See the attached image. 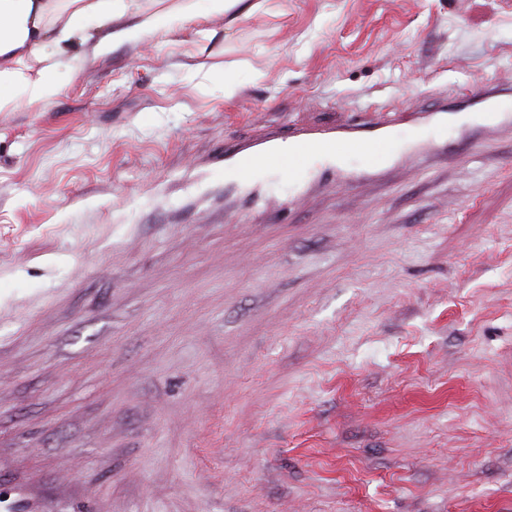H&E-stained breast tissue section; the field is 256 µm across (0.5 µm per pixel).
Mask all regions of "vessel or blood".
<instances>
[{
  "instance_id": "obj_1",
  "label": "vessel or blood",
  "mask_w": 512,
  "mask_h": 512,
  "mask_svg": "<svg viewBox=\"0 0 512 512\" xmlns=\"http://www.w3.org/2000/svg\"><path fill=\"white\" fill-rule=\"evenodd\" d=\"M459 98L464 103L481 105L480 119L499 124L512 116V108L495 78L484 79L470 91L460 93ZM398 149L391 130L351 118L335 129H298L287 135L275 131L252 146H231L225 151L231 166L224 175L247 181L259 171L276 169L298 182L309 174L312 160L323 155L358 160L364 171L372 172Z\"/></svg>"
}]
</instances>
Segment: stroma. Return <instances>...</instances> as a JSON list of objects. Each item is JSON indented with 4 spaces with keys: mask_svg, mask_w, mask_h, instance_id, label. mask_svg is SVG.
I'll return each mask as SVG.
<instances>
[{
    "mask_svg": "<svg viewBox=\"0 0 512 512\" xmlns=\"http://www.w3.org/2000/svg\"><path fill=\"white\" fill-rule=\"evenodd\" d=\"M487 76L512 0L73 44L0 112V512H512V126L423 119ZM367 106L403 149L360 188L225 182Z\"/></svg>",
    "mask_w": 512,
    "mask_h": 512,
    "instance_id": "obj_1",
    "label": "stroma"
}]
</instances>
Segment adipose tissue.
I'll use <instances>...</instances> for the list:
<instances>
[{"instance_id": "ef3b65f1", "label": "adipose tissue", "mask_w": 512, "mask_h": 512, "mask_svg": "<svg viewBox=\"0 0 512 512\" xmlns=\"http://www.w3.org/2000/svg\"><path fill=\"white\" fill-rule=\"evenodd\" d=\"M193 0L174 10L141 9L135 0H0V112L46 107L62 92L58 71L68 47L92 55L194 23Z\"/></svg>"}]
</instances>
